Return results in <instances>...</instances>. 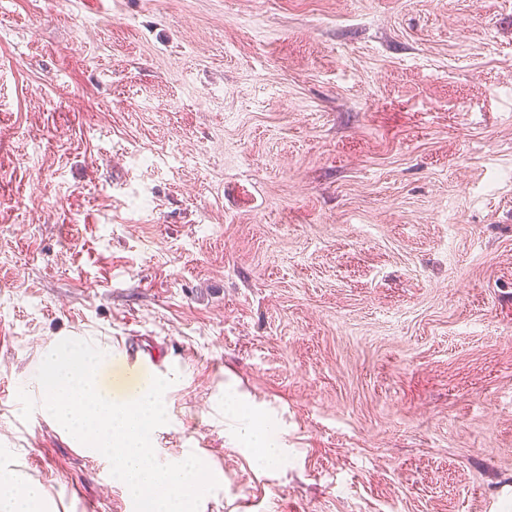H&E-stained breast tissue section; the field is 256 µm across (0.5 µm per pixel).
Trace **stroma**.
Listing matches in <instances>:
<instances>
[{"label": "stroma", "instance_id": "1", "mask_svg": "<svg viewBox=\"0 0 512 512\" xmlns=\"http://www.w3.org/2000/svg\"><path fill=\"white\" fill-rule=\"evenodd\" d=\"M59 337L174 375L199 512H512V0H0V467L134 512ZM124 347L126 349V354L123 359V363L128 372L132 374H139L162 369L163 365L152 356H146L139 353V350L131 344H126ZM224 404L225 412L236 421L235 440L245 445L246 448L241 449L251 453L254 465L259 468L280 465L286 456V448L277 444L270 435L272 425L248 419L239 402L231 395L227 396Z\"/></svg>", "mask_w": 512, "mask_h": 512}]
</instances>
